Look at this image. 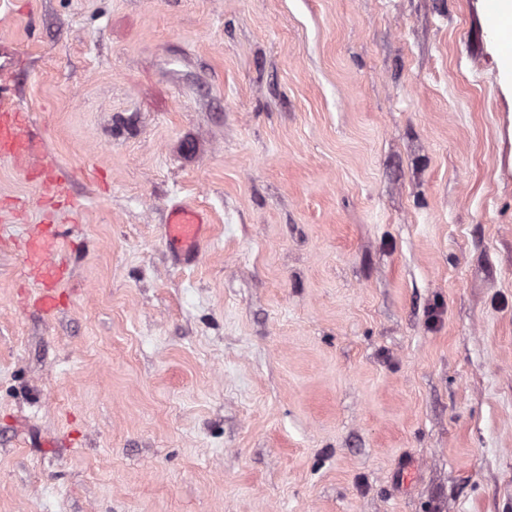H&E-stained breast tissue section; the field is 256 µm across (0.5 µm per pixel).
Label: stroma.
<instances>
[{
	"label": "stroma",
	"instance_id": "1",
	"mask_svg": "<svg viewBox=\"0 0 512 512\" xmlns=\"http://www.w3.org/2000/svg\"><path fill=\"white\" fill-rule=\"evenodd\" d=\"M64 179L0 243V512H512V93L485 0H12ZM202 211L176 260L170 209ZM60 234V230H55L30 237L25 247L24 264L41 284L36 303L46 313L56 309L57 285L64 277L63 270L55 260L60 248Z\"/></svg>",
	"mask_w": 512,
	"mask_h": 512
}]
</instances>
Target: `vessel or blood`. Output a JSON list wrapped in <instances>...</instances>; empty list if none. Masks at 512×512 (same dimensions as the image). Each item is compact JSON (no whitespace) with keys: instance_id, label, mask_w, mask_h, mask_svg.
<instances>
[{"instance_id":"obj_1","label":"vessel or blood","mask_w":512,"mask_h":512,"mask_svg":"<svg viewBox=\"0 0 512 512\" xmlns=\"http://www.w3.org/2000/svg\"><path fill=\"white\" fill-rule=\"evenodd\" d=\"M42 152L40 141L29 129V116L12 98L0 96V160L10 162L24 175H31L32 164ZM206 224L202 214L189 206H173L168 214L165 234L180 251L184 261H191L198 250ZM60 248L59 231H48L26 242L24 264L40 282L36 303L44 312L58 305L57 285L64 272L55 255Z\"/></svg>"}]
</instances>
